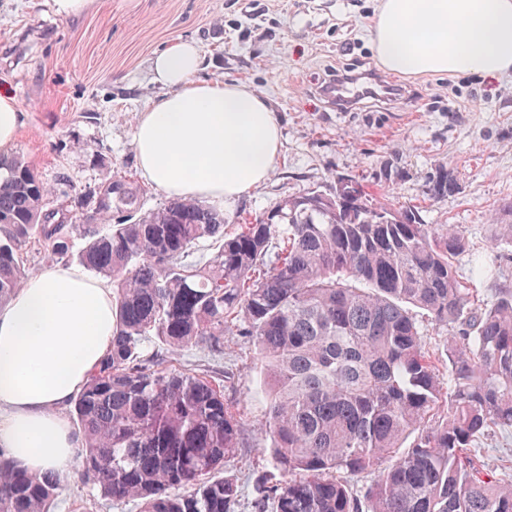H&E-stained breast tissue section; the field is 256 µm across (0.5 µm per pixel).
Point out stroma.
Instances as JSON below:
<instances>
[{"instance_id":"1","label":"stroma","mask_w":512,"mask_h":512,"mask_svg":"<svg viewBox=\"0 0 512 512\" xmlns=\"http://www.w3.org/2000/svg\"><path fill=\"white\" fill-rule=\"evenodd\" d=\"M377 0H95L61 19L40 0H0V86L25 114L13 146L54 199H90L117 176L141 183L151 210L169 196L145 182L134 145L139 112L163 94L150 59L177 38L198 43L197 80L240 81L266 98L282 129L279 161L263 184L225 205L224 230L307 190L331 195L353 177L393 209L417 207L425 224H454L466 248L454 259L461 281L483 296L512 289V246L494 245L490 226L512 222V77H395L403 97L339 112L317 92L329 70L378 68L369 31ZM454 179L444 196L437 177ZM491 276L474 279L477 262ZM169 367L227 372L224 402L242 425V446L225 472L242 486L235 512H252V484L270 468L260 424L264 400L248 339L228 336L223 354L193 347ZM56 512H138L93 495L81 470L60 475Z\"/></svg>"}]
</instances>
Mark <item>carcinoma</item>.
<instances>
[{"label":"carcinoma","mask_w":512,"mask_h":512,"mask_svg":"<svg viewBox=\"0 0 512 512\" xmlns=\"http://www.w3.org/2000/svg\"><path fill=\"white\" fill-rule=\"evenodd\" d=\"M357 186L355 206L310 190L226 235L224 214L196 199L142 211L125 176L76 220L20 154L0 151V305L26 277L32 238L115 284L112 347L70 401L101 497L235 512L240 485L224 467L240 421L224 380L163 365L191 347L222 354L231 334L252 343L266 398L272 471L254 484V512H512V478L475 455L512 432V290L480 297L454 269L456 225L397 214ZM209 238V258L186 262ZM416 309L448 332L446 392ZM61 494L57 477L0 448V512H54Z\"/></svg>","instance_id":"1"}]
</instances>
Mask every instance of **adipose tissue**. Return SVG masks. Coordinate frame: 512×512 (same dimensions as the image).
Masks as SVG:
<instances>
[{"label": "adipose tissue", "instance_id": "ef3b65f1", "mask_svg": "<svg viewBox=\"0 0 512 512\" xmlns=\"http://www.w3.org/2000/svg\"><path fill=\"white\" fill-rule=\"evenodd\" d=\"M381 66L407 78L512 75V0H380L369 32ZM201 53L178 38L151 61L163 96L139 113L143 177L182 198L229 203L280 156L269 102L237 82L196 80ZM109 282L72 266L26 277L0 306V446L34 474L74 470L78 439L61 409L112 343Z\"/></svg>", "mask_w": 512, "mask_h": 512}]
</instances>
